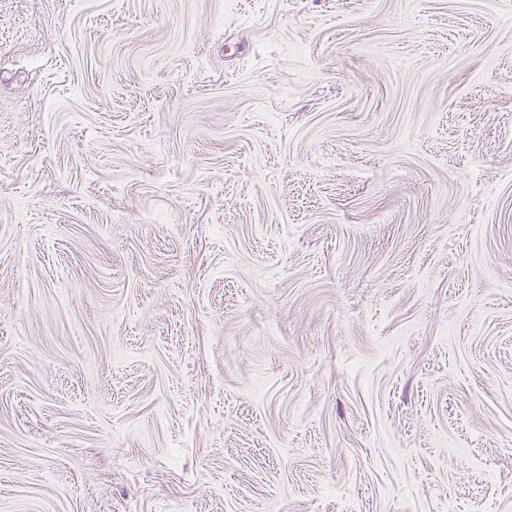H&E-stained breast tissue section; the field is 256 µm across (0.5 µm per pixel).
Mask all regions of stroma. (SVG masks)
Here are the masks:
<instances>
[{"instance_id": "obj_1", "label": "stroma", "mask_w": 512, "mask_h": 512, "mask_svg": "<svg viewBox=\"0 0 512 512\" xmlns=\"http://www.w3.org/2000/svg\"><path fill=\"white\" fill-rule=\"evenodd\" d=\"M0 512H512V0H0Z\"/></svg>"}]
</instances>
